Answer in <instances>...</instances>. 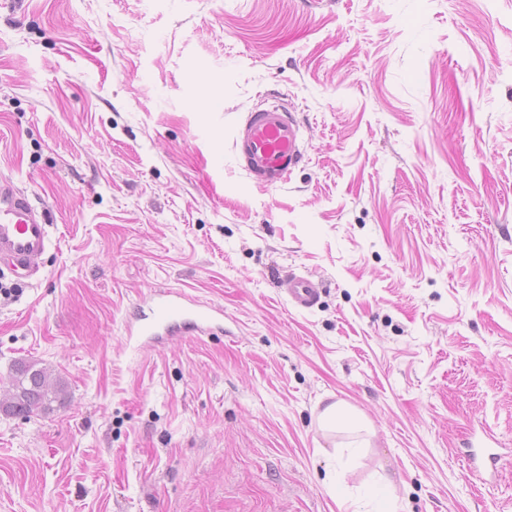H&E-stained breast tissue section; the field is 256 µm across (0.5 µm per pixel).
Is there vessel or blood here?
Here are the masks:
<instances>
[{
	"instance_id": "1",
	"label": "vessel or blood",
	"mask_w": 512,
	"mask_h": 512,
	"mask_svg": "<svg viewBox=\"0 0 512 512\" xmlns=\"http://www.w3.org/2000/svg\"><path fill=\"white\" fill-rule=\"evenodd\" d=\"M301 126L294 114L279 104L248 112L239 124L233 149L240 168L256 184L275 187L303 160ZM49 224L9 181L0 182V275L35 281L40 269L35 260L50 246ZM288 302L295 309H312L320 299L317 282L306 276L289 280ZM224 320L218 308L195 309L185 294L169 291L158 302L155 322L146 335L161 338L188 328L206 332Z\"/></svg>"
}]
</instances>
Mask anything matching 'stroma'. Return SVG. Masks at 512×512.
<instances>
[{"label":"stroma","mask_w":512,"mask_h":512,"mask_svg":"<svg viewBox=\"0 0 512 512\" xmlns=\"http://www.w3.org/2000/svg\"><path fill=\"white\" fill-rule=\"evenodd\" d=\"M274 99L304 159L264 189L232 142ZM1 179L52 244L0 388L69 398L0 413V512H512V0H0ZM168 290L223 331L129 335ZM288 303L295 309H312L320 299L319 284L306 276H295L288 282ZM9 387L14 391V397L10 390L1 391V404H9L1 406L0 413L12 417L27 419L33 414H47L52 410V402L63 404L68 398L63 379L48 368L39 366L35 360L15 363ZM320 420L322 428L327 432L366 430L362 418L340 401L327 405Z\"/></svg>","instance_id":"1"}]
</instances>
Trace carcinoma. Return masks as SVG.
<instances>
[{"mask_svg":"<svg viewBox=\"0 0 512 512\" xmlns=\"http://www.w3.org/2000/svg\"><path fill=\"white\" fill-rule=\"evenodd\" d=\"M9 387L14 391V397L8 405L0 407V413L6 416L27 419L33 414H47L52 402L63 404L68 398L63 379L35 360L15 363Z\"/></svg>","mask_w":512,"mask_h":512,"instance_id":"carcinoma-1","label":"carcinoma"}]
</instances>
